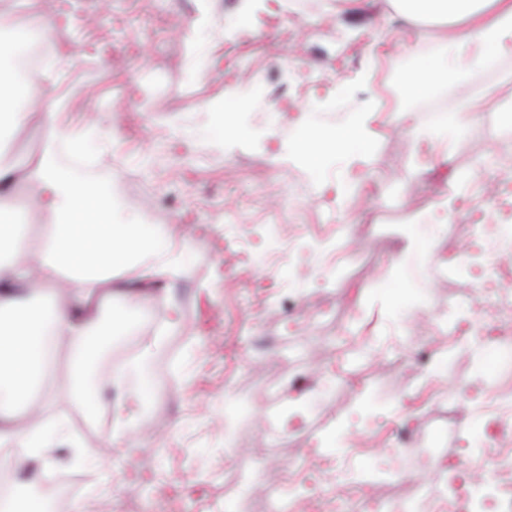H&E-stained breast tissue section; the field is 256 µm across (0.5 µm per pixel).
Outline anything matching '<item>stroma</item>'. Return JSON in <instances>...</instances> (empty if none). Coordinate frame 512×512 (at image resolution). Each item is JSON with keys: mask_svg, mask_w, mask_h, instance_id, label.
Returning <instances> with one entry per match:
<instances>
[{"mask_svg": "<svg viewBox=\"0 0 512 512\" xmlns=\"http://www.w3.org/2000/svg\"><path fill=\"white\" fill-rule=\"evenodd\" d=\"M64 15L39 77L55 122L128 215L174 225L177 272L126 311L85 387H63L72 349L55 347L38 399L65 440L32 465L83 479L56 512H258L301 471L329 512L367 465L382 498L438 488L484 418L453 382H478L475 357L439 330L499 302L450 268L512 185V49L412 96L400 74L448 28L410 27L391 0H66ZM355 122L364 151L313 164L295 148Z\"/></svg>", "mask_w": 512, "mask_h": 512, "instance_id": "1", "label": "stroma"}]
</instances>
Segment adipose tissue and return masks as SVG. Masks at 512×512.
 <instances>
[{"instance_id": "ef3b65f1", "label": "adipose tissue", "mask_w": 512, "mask_h": 512, "mask_svg": "<svg viewBox=\"0 0 512 512\" xmlns=\"http://www.w3.org/2000/svg\"><path fill=\"white\" fill-rule=\"evenodd\" d=\"M412 20L460 23L461 31L445 42V53L419 61L400 77L410 93L432 90L446 75H461L490 64L512 47V0H393ZM62 20L45 14L27 15L10 34L0 37V152L25 118V108L47 117L37 133L50 147L68 139L83 151L85 143L66 135L54 120V100L47 88L23 82L12 61L25 41L47 34ZM42 185V205L51 222L39 249L38 267L27 255V228L19 224L16 191L26 176L19 167L0 163V446L17 448L19 459L38 458L50 440L61 434L50 420H38L27 432L14 421L29 413L52 360V345L65 341L73 349L75 375L93 361L107 327L124 322L115 310L116 296L127 308L140 306L144 292L117 279L119 269L136 266L147 278H167L172 239L167 225L116 221L111 190L60 171L52 152L35 169ZM84 284L83 292L62 300V281Z\"/></svg>"}]
</instances>
